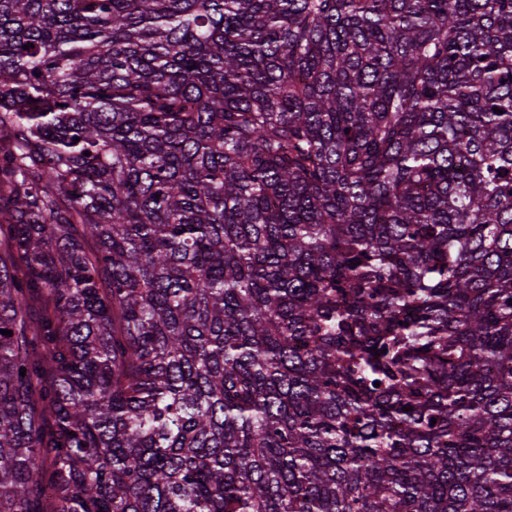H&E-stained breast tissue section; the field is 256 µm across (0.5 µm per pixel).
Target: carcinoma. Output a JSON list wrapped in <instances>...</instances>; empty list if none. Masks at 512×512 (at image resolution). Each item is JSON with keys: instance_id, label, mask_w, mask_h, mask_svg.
Returning <instances> with one entry per match:
<instances>
[{"instance_id": "obj_1", "label": "carcinoma", "mask_w": 512, "mask_h": 512, "mask_svg": "<svg viewBox=\"0 0 512 512\" xmlns=\"http://www.w3.org/2000/svg\"><path fill=\"white\" fill-rule=\"evenodd\" d=\"M2 213L0 512H512V0H0Z\"/></svg>"}]
</instances>
